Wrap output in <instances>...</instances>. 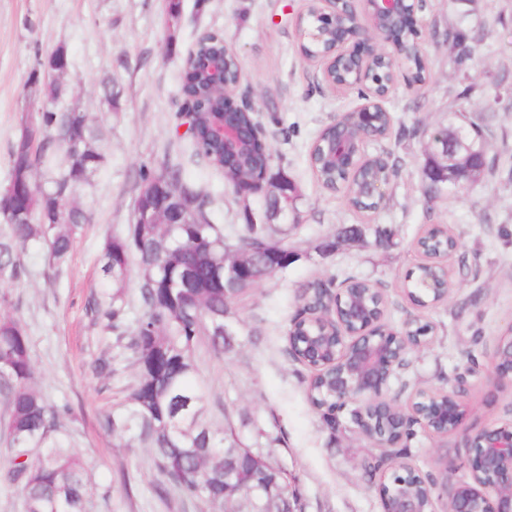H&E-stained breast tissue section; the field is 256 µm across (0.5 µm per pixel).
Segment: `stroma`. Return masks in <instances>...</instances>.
<instances>
[{
    "mask_svg": "<svg viewBox=\"0 0 512 512\" xmlns=\"http://www.w3.org/2000/svg\"><path fill=\"white\" fill-rule=\"evenodd\" d=\"M168 0H0V187L8 178V152L22 124L32 121L44 88L31 76L57 47L68 52L61 81L67 93L56 107L84 112L102 132L99 172L79 190L76 204L91 221L75 239L62 266L41 251L20 256L19 280L1 279L9 298L0 315L18 319L31 342L36 387L51 403L68 405L63 433L71 450L88 460L97 493L91 512H200V504L166 483L151 451L112 433L104 417L124 402L137 378L129 350L117 336L131 335L144 308L139 271H132L119 330L96 309L103 300L100 256L106 237L133 221L139 170L161 158L179 164L189 182L210 195L211 223L231 235L246 222L243 207L224 175L197 160L176 113L182 103L183 60L201 33H222L239 55L242 79L237 99L258 111L272 168L293 180L301 194V222L288 241L299 258L234 301L228 319L236 330L231 349L218 354L199 342L195 359L213 429L232 423L241 438L283 466L300 497V512H383L379 479L365 473L373 452L364 436L330 427L306 395L309 370L286 352L288 325L303 285L347 271L378 281L388 297L385 322L397 329L409 318L435 325L431 344L409 356V366L391 383V398L405 403L419 387L454 381L477 355L469 376L468 424L512 419V395L489 400L490 352L512 332V0H423L418 28L429 67L427 82L408 88L396 80L384 100L394 130L369 143L367 154L392 153L401 160L383 206L373 213L351 210L342 195L324 189L308 163L319 131L360 102L357 90L335 91L321 68L300 53L298 16L305 0H180L171 23ZM483 42L467 71L455 68L447 32ZM117 96L106 100L102 81ZM482 116L494 173L462 188L424 192L422 169L428 132L468 124ZM414 129L400 138L401 127ZM391 224L392 244L373 235L343 243L333 253L319 249L342 226ZM445 224L460 236L448 261L456 288L444 304L419 310L402 294L406 275L420 260L414 242L427 225ZM112 363L95 374L96 359Z\"/></svg>",
    "mask_w": 512,
    "mask_h": 512,
    "instance_id": "1",
    "label": "stroma"
}]
</instances>
